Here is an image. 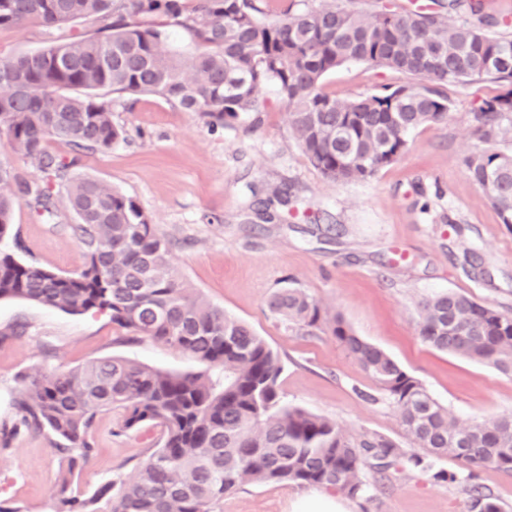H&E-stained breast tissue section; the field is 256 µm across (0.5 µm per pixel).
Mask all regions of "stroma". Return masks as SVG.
<instances>
[{
  "label": "stroma",
  "instance_id": "35a3bbf8",
  "mask_svg": "<svg viewBox=\"0 0 512 512\" xmlns=\"http://www.w3.org/2000/svg\"><path fill=\"white\" fill-rule=\"evenodd\" d=\"M88 23L0 28V57L42 49ZM410 76L353 61L328 73L322 89L346 99L410 83ZM497 83L444 85L448 116L411 132L403 155L361 182L339 184L315 169L293 140L288 109L274 86L258 95L257 113L221 125L154 95H112V119L124 139L81 155L71 176H88L132 197L171 243L169 260L212 304L250 324L283 363L288 404L340 423L353 435L377 432L411 448L397 410L371 402L376 386L325 331L307 333L274 318L267 300L277 289H307L328 314L390 354L417 377L460 424L512 414V376L437 351L416 331V306L439 293H463L512 313V228L502 224L469 178L474 114L498 94ZM59 208L14 209V236L0 242L23 262L60 273L80 271L82 246ZM27 327L14 337L16 325ZM0 419L13 412L22 375L77 366L103 357L175 373L199 371L188 353L112 325L104 314L74 315L21 299L0 300ZM119 411L101 413L96 453L79 480L91 494L151 452L153 431L123 433ZM65 464L50 436L21 435L0 447V505L48 512ZM374 500L345 498L348 512H468L457 485L427 475H387ZM311 491L245 484L225 496L222 512H305Z\"/></svg>",
  "mask_w": 512,
  "mask_h": 512
}]
</instances>
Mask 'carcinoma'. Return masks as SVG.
Listing matches in <instances>:
<instances>
[{
	"mask_svg": "<svg viewBox=\"0 0 512 512\" xmlns=\"http://www.w3.org/2000/svg\"><path fill=\"white\" fill-rule=\"evenodd\" d=\"M477 17L452 20L451 13ZM94 18L97 34L74 35L17 58L0 59V128L15 152L62 187L16 181L0 163V241L11 235L15 205L29 198L78 218L72 236L84 268L61 274L0 251V299L18 298L70 314L95 310L120 329L190 353L203 370L171 373L108 357L23 377L14 417L0 420V444L20 434L52 433L67 467L50 512H218L224 496L252 484L294 485L373 499L376 476L426 473L457 483L469 512H503L475 483L478 470L512 472V414L460 427L423 383L330 317L307 291L285 286L267 300L271 315L308 332L323 326L397 408L408 452L377 432L351 436L335 420L283 400L279 355L244 321L207 301L171 267L168 241L137 202L89 177L71 178L77 157L49 151H107L124 139L107 93L150 94L216 122L256 111L273 84L289 129L308 161L336 183L362 181L404 153L415 129L448 115L440 86L450 80L498 83L503 91L475 113L480 143L466 159L472 181L501 223L512 226V23L482 15L481 0H449L448 12L383 6L375 12L321 0L302 11L263 0H0V27L61 26ZM365 61L419 79L358 99H336L323 77ZM417 332L431 348L512 375V315L456 293L423 300ZM124 411L120 431L160 432L159 446L128 474L92 495L75 476L95 455L98 415ZM453 457L465 470L438 461Z\"/></svg>",
	"mask_w": 512,
	"mask_h": 512,
	"instance_id": "1",
	"label": "carcinoma"
}]
</instances>
